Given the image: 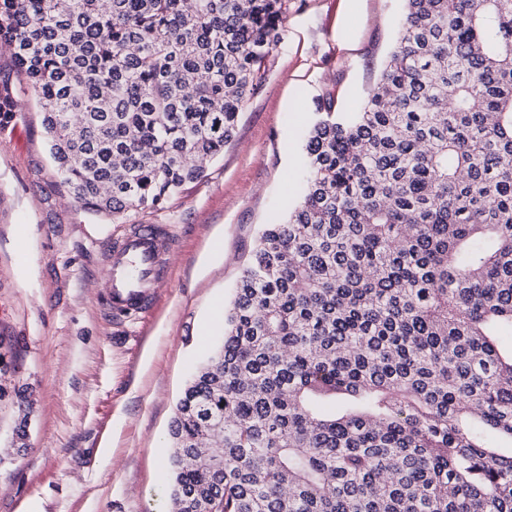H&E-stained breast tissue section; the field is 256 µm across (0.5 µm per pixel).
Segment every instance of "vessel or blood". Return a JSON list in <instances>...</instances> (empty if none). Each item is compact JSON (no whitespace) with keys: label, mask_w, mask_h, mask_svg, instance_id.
Returning a JSON list of instances; mask_svg holds the SVG:
<instances>
[{"label":"vessel or blood","mask_w":512,"mask_h":512,"mask_svg":"<svg viewBox=\"0 0 512 512\" xmlns=\"http://www.w3.org/2000/svg\"><path fill=\"white\" fill-rule=\"evenodd\" d=\"M171 243L160 227L140 224L113 245L106 301L114 316L130 318L149 307L164 278L161 259Z\"/></svg>","instance_id":"b4317fda"}]
</instances>
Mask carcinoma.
<instances>
[{
  "mask_svg": "<svg viewBox=\"0 0 512 512\" xmlns=\"http://www.w3.org/2000/svg\"><path fill=\"white\" fill-rule=\"evenodd\" d=\"M176 403L173 512H512V0H405ZM290 0H0L61 182L119 221L224 152Z\"/></svg>",
  "mask_w": 512,
  "mask_h": 512,
  "instance_id": "1",
  "label": "carcinoma"
}]
</instances>
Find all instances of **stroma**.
Wrapping results in <instances>:
<instances>
[{"instance_id":"stroma-1","label":"stroma","mask_w":512,"mask_h":512,"mask_svg":"<svg viewBox=\"0 0 512 512\" xmlns=\"http://www.w3.org/2000/svg\"><path fill=\"white\" fill-rule=\"evenodd\" d=\"M402 15L403 0H291L223 155L163 209L119 224L61 185L42 109L13 54H0L18 104L0 119V512H170L177 398L223 335L219 312L264 225L302 195L317 100L330 93L338 112H357ZM137 224L170 232V276L148 312L116 323L106 255ZM19 390L32 400L24 411Z\"/></svg>"}]
</instances>
